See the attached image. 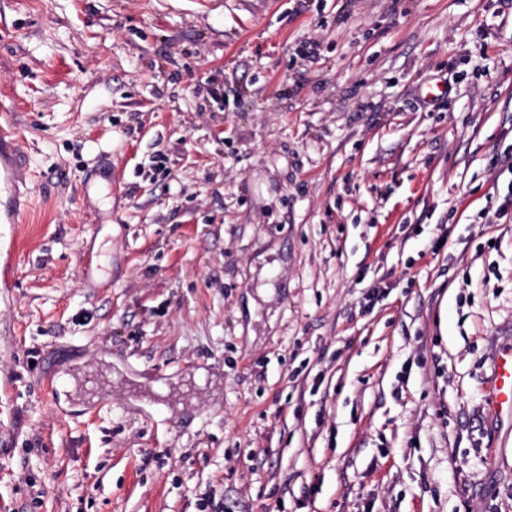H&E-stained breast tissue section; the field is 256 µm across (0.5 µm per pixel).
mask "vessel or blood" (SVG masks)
<instances>
[{
    "mask_svg": "<svg viewBox=\"0 0 512 512\" xmlns=\"http://www.w3.org/2000/svg\"><path fill=\"white\" fill-rule=\"evenodd\" d=\"M17 135L13 125L0 126V249L12 247L16 227L25 211L18 202L17 188L21 160L16 149ZM490 403L495 412L512 414V348L499 352L493 364L489 388Z\"/></svg>",
    "mask_w": 512,
    "mask_h": 512,
    "instance_id": "obj_1",
    "label": "vessel or blood"
}]
</instances>
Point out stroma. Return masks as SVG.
<instances>
[{"mask_svg":"<svg viewBox=\"0 0 512 512\" xmlns=\"http://www.w3.org/2000/svg\"><path fill=\"white\" fill-rule=\"evenodd\" d=\"M498 7L0 0V512H512ZM17 135L10 122L0 126V250H11L17 224L26 214L18 202L17 188L21 160L16 149ZM498 199L499 202H497V197L494 200L491 197L486 206L477 212L475 218L480 221L479 224H498L497 221L507 217L509 212L511 220L512 193L510 194L509 191L501 201L500 198ZM489 396L495 412L512 414V348H504L494 360Z\"/></svg>","mask_w":512,"mask_h":512,"instance_id":"35a3bbf8","label":"stroma"}]
</instances>
